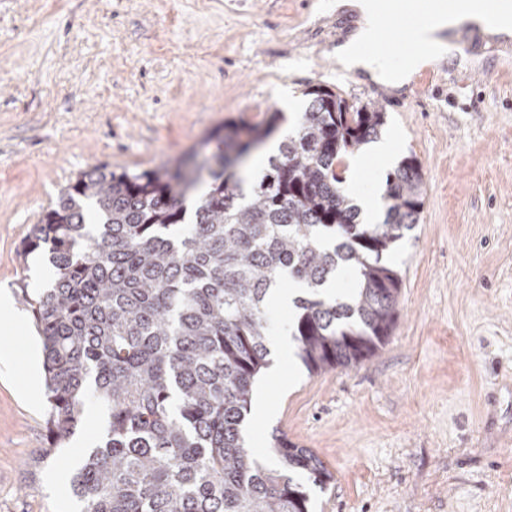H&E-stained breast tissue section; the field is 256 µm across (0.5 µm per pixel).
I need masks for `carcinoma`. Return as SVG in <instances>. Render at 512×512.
<instances>
[{
    "label": "carcinoma",
    "mask_w": 512,
    "mask_h": 512,
    "mask_svg": "<svg viewBox=\"0 0 512 512\" xmlns=\"http://www.w3.org/2000/svg\"><path fill=\"white\" fill-rule=\"evenodd\" d=\"M249 193L238 167L277 129L224 124L198 168L96 166L61 193L28 247L54 283L22 289L44 347L46 430L59 447L90 399L102 442L72 478L82 512H309L312 484L331 480L309 449L273 437L268 464L244 425L272 336L269 296L285 276L296 300V355L310 372L354 368L392 335L402 279L382 262L418 223L423 178L408 156L386 178L385 218L365 224L346 194L348 157L376 138L385 113L321 87ZM354 270L346 300L323 295Z\"/></svg>",
    "instance_id": "cac0c4a2"
}]
</instances>
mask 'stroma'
Here are the masks:
<instances>
[{
    "label": "stroma",
    "mask_w": 512,
    "mask_h": 512,
    "mask_svg": "<svg viewBox=\"0 0 512 512\" xmlns=\"http://www.w3.org/2000/svg\"><path fill=\"white\" fill-rule=\"evenodd\" d=\"M332 0H0V294L21 325L0 330V512H81L70 481L102 429L88 403L44 456L43 344L23 289L50 287L24 243L83 172L152 169L199 151L224 123L302 111L323 87L376 104L398 157L424 173L416 227L389 255L400 315L352 369L297 357L259 386L274 410L248 423L269 461L274 435L331 472L312 512H512V45L491 39L420 86L387 91L330 50L356 25ZM491 71L476 87L468 72Z\"/></svg>",
    "instance_id": "obj_1"
}]
</instances>
